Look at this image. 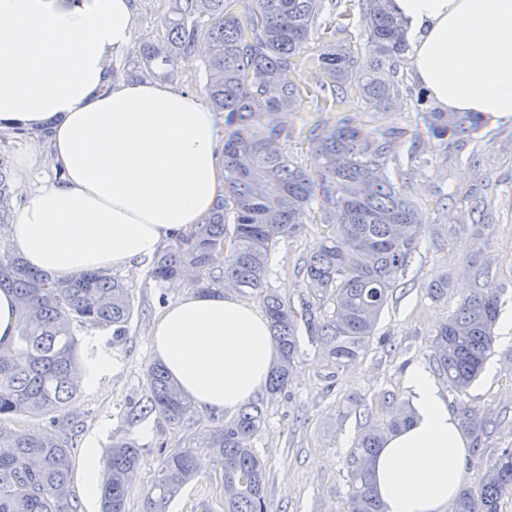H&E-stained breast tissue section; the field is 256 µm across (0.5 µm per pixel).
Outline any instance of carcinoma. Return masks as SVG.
I'll list each match as a JSON object with an SVG mask.
<instances>
[{"mask_svg": "<svg viewBox=\"0 0 512 512\" xmlns=\"http://www.w3.org/2000/svg\"><path fill=\"white\" fill-rule=\"evenodd\" d=\"M390 0H348L326 44L316 53L307 44L327 9L326 0H247L242 11L227 0H172L164 23L167 37L140 48L149 73L178 77L181 62L197 45L206 56V92L224 114V169L227 191L192 235L178 236L157 251L151 276L176 285L193 274L199 290L219 293L248 289L269 319L278 349L267 392H287L304 326L311 342L336 365L355 361L374 335L398 274L406 271L425 232L428 217L400 189L405 172H391L402 132L391 116L403 107L395 74L407 44L404 23ZM358 11L365 37L362 53L346 36ZM317 77L304 81V73ZM358 94L384 123L367 132L347 114ZM318 112H338L331 122L315 120L306 131L310 164L285 151L292 130L282 120L308 96ZM485 123L478 112H427L424 129L439 145L448 138H470ZM9 160L0 153V236L7 235L13 210ZM481 204L463 198L447 209L454 223L479 212ZM307 224H325L333 233L315 243L303 264L299 307L285 303L268 282L271 256L279 240ZM234 252L224 263L209 258L211 244L227 236ZM0 288L17 300L15 336L0 344V512H78L73 490L74 447L56 429L58 414L79 393L78 336L93 328L112 330V345L127 336L134 316L133 295L110 271L59 277L28 268L18 250L0 242ZM499 317V291L486 282L469 289L456 311L439 324L431 340L438 370L460 393L478 379L492 353ZM150 410L171 429L193 420L197 407L170 379L163 364L146 369ZM388 427L366 428L349 463L348 512H383L372 464L385 432L410 426L415 413L383 395ZM20 416H45L44 429L19 433ZM263 412L246 406L238 415L185 442L159 459L143 512H169L196 476V454L209 448L221 467L227 512H266V463L250 446ZM459 424L481 437L496 420L489 412L461 407ZM141 465V452L123 437L104 454L100 512H129L128 499ZM480 492L460 488L453 512H499L512 490V448H506L479 480Z\"/></svg>", "mask_w": 512, "mask_h": 512, "instance_id": "1", "label": "carcinoma"}]
</instances>
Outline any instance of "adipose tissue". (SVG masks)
Returning a JSON list of instances; mask_svg holds the SVG:
<instances>
[{"label":"adipose tissue","instance_id":"1","mask_svg":"<svg viewBox=\"0 0 512 512\" xmlns=\"http://www.w3.org/2000/svg\"><path fill=\"white\" fill-rule=\"evenodd\" d=\"M414 75L447 112L512 118V0H391ZM131 0H0V131L43 138L55 178L27 194L11 227L26 265L59 276L128 269L188 234L224 196L216 116L201 98L112 76L133 39ZM203 411L260 393L275 356L269 321L232 293L195 290L149 338ZM416 410L373 463L386 512H445L469 442L431 374L411 368Z\"/></svg>","mask_w":512,"mask_h":512}]
</instances>
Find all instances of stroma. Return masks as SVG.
I'll return each instance as SVG.
<instances>
[{"instance_id":"35a3bbf8","label":"stroma","mask_w":512,"mask_h":512,"mask_svg":"<svg viewBox=\"0 0 512 512\" xmlns=\"http://www.w3.org/2000/svg\"><path fill=\"white\" fill-rule=\"evenodd\" d=\"M171 0H134L135 37L118 54L112 68L129 78L146 77L137 64L139 47L166 36L164 18ZM399 75L407 91L395 119L408 133L423 126V113L434 106L414 76L412 62ZM0 152L10 163L35 159L29 178L40 184L53 175L39 139L31 136L0 140ZM398 160L410 165L406 190L428 215L417 251L390 295L369 346L356 363L336 366L321 355L306 332L298 334V354L288 391L272 399L259 393L265 421L253 446L267 462V512H348V462L364 428L386 426L384 393L412 401L406 387L407 370L415 365L435 371L430 342L437 325L448 319L474 281L469 272L486 271L500 291V317L512 318V119L485 125L469 138L452 139L447 149L436 140L418 138L415 149L400 147ZM487 202L490 226L448 222L446 208L463 196ZM324 227L306 225L302 233L279 241L272 255L269 282L286 303L298 304L303 292L300 268ZM149 263L124 270L131 287L135 315L127 340L113 346V367L98 382L83 384L71 402L80 424L79 448H108L113 436L135 439L142 465L132 486L129 512H141L142 500L161 452L173 451L189 436L223 424L224 414L198 412L185 427L167 428L156 414L129 422L130 412L147 403L145 370L155 360L148 339L156 317L186 291L166 288L149 277ZM448 280V293L432 300L426 285L438 277ZM466 393L453 390L446 378L436 382L451 413L467 404L490 412L497 427L482 438L477 453L468 455L463 483L478 487L485 469L502 449L512 448V339L496 336L493 352ZM170 512H224L220 469L210 451L200 455V474L170 506Z\"/></svg>"}]
</instances>
